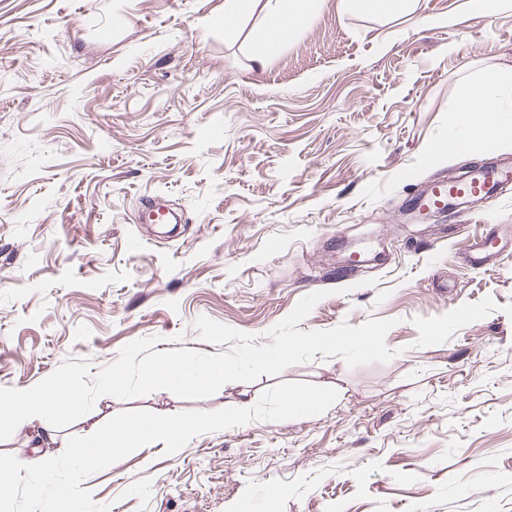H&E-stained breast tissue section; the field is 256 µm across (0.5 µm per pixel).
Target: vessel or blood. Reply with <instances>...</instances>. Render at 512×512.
Instances as JSON below:
<instances>
[{
	"label": "vessel or blood",
	"mask_w": 512,
	"mask_h": 512,
	"mask_svg": "<svg viewBox=\"0 0 512 512\" xmlns=\"http://www.w3.org/2000/svg\"><path fill=\"white\" fill-rule=\"evenodd\" d=\"M512 181V168L497 166L483 169L471 178L456 181L438 179L432 181L426 190L415 199L423 210H437L448 204L478 200L496 193L499 186ZM165 216L167 223H177L176 212L168 210L161 202L146 203L139 212V221L143 224L155 223L158 216Z\"/></svg>",
	"instance_id": "vessel-or-blood-1"
}]
</instances>
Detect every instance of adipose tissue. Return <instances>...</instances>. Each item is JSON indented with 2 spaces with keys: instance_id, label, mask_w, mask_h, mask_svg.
<instances>
[{
  "instance_id": "adipose-tissue-1",
  "label": "adipose tissue",
  "mask_w": 512,
  "mask_h": 512,
  "mask_svg": "<svg viewBox=\"0 0 512 512\" xmlns=\"http://www.w3.org/2000/svg\"><path fill=\"white\" fill-rule=\"evenodd\" d=\"M322 4L323 0H224V23L232 27L242 18L260 16L263 34L253 47L251 61L262 67L288 40L313 24ZM452 109L464 132L443 140L449 152L477 156L498 138L512 136V126L497 122L499 114L512 113V70L486 71L466 81ZM77 397L66 379L54 377L34 388L0 394V416L26 429L33 447H58L62 440L56 419Z\"/></svg>"
}]
</instances>
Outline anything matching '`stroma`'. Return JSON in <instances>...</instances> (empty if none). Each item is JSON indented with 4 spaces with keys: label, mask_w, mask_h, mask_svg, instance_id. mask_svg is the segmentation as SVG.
Here are the masks:
<instances>
[{
    "label": "stroma",
    "mask_w": 512,
    "mask_h": 512,
    "mask_svg": "<svg viewBox=\"0 0 512 512\" xmlns=\"http://www.w3.org/2000/svg\"><path fill=\"white\" fill-rule=\"evenodd\" d=\"M258 17L224 0H0V392L66 360L90 376L130 342L207 354L199 317L255 335L391 319L385 364L316 355L197 400L99 397L61 428L127 410L257 403L282 382L337 390L323 413L254 420L85 478L109 512H512V186L440 222L430 181L512 158L439 153L466 78L512 69V10L419 0L377 21L325 0L265 68ZM183 211L174 233L142 200ZM500 252L471 267L469 240Z\"/></svg>",
    "instance_id": "35a3bbf8"
}]
</instances>
